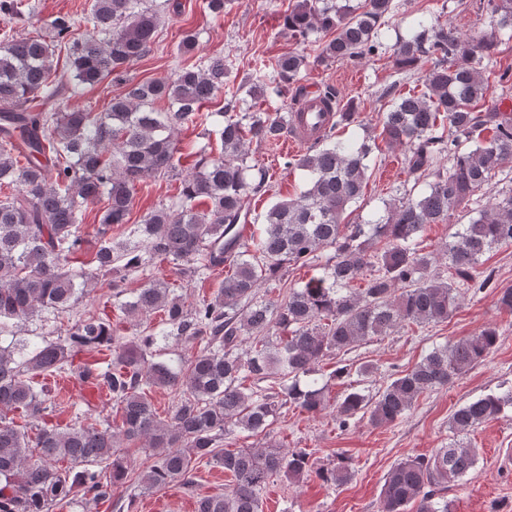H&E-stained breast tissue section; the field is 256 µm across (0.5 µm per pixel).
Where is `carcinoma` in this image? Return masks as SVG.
Wrapping results in <instances>:
<instances>
[{
    "mask_svg": "<svg viewBox=\"0 0 512 512\" xmlns=\"http://www.w3.org/2000/svg\"><path fill=\"white\" fill-rule=\"evenodd\" d=\"M486 2L501 14V25L512 24V0ZM394 9V0H298L283 26L302 43L322 42L320 63L370 58L382 51L381 29ZM90 16L92 31L81 37L73 36L75 20L59 15L33 36L0 38V411L26 418L21 428L0 419V512H54L76 496L127 512L136 495L119 493L130 467L121 448L133 443L154 451L155 461L140 473L147 491L189 488L201 465L224 469V492L198 499L196 512H262L260 494L275 474L349 482L353 466L345 456L316 468L304 448L224 450L221 443L238 430L267 434L287 405L316 414L333 404L342 427L352 419L392 425L424 393L448 385L495 349L499 333L489 325L433 347L372 396L352 387L328 398L330 382L351 370L320 368L373 336L447 321L462 287L475 294L495 287L492 273L479 266L486 253L512 244V190L457 225L442 253L448 278L431 272L436 257L422 252L421 238L427 225L447 220L512 169V110L488 101L492 88L512 82V67L491 72L489 80L481 66L494 53V40L418 22L410 38L396 41L393 55L401 69L426 62L429 70L420 90L400 95L384 111L379 137L405 148L404 170L426 189L404 190L376 219L345 222L368 184L373 147L365 137H340L359 113L354 101L341 103L327 86L320 94L334 122L287 161L303 173V190L272 204L249 243L238 233L244 199L268 183L263 169L248 164L249 147L278 144L288 134V115L242 112L240 92L255 100L269 92L303 96L307 55L294 50L263 60L237 87L226 82L231 61L222 55L183 67L169 81L134 82L128 70L151 52L158 10L145 0H91ZM0 17H25L23 0H0ZM62 51L66 74L55 59ZM109 78L125 90L105 111L60 106L65 93ZM220 93L224 106L203 111ZM161 101L166 108L155 107ZM189 122L217 129L220 155H212L208 142L194 145L196 167L176 200L143 216L133 230L137 242L112 234L128 223L136 186L176 169L175 132ZM98 203L99 244L85 261L80 225L88 205ZM323 253L322 275L282 299L259 296L264 285L282 282L288 267L314 263ZM156 260L182 262L193 277L223 265L231 272L211 300L192 308L168 282L146 279L122 309L140 319L159 313L161 325L129 342L89 314L64 339L36 344L25 358L17 357L25 346L4 344L5 321L69 310L99 280ZM359 279L364 286L356 288ZM173 334L198 350L176 365L152 360L159 342ZM105 350L111 359L102 362L96 355ZM65 370L84 385L106 386L121 425L53 423L49 391L35 386L34 377ZM268 379L274 380L269 392L254 386ZM153 388L175 394L163 418L148 398ZM508 408L512 388L463 404L450 429L468 435ZM476 463V450L460 441L396 462L384 477L383 512H452L448 484L471 474Z\"/></svg>",
    "mask_w": 512,
    "mask_h": 512,
    "instance_id": "1",
    "label": "carcinoma"
}]
</instances>
